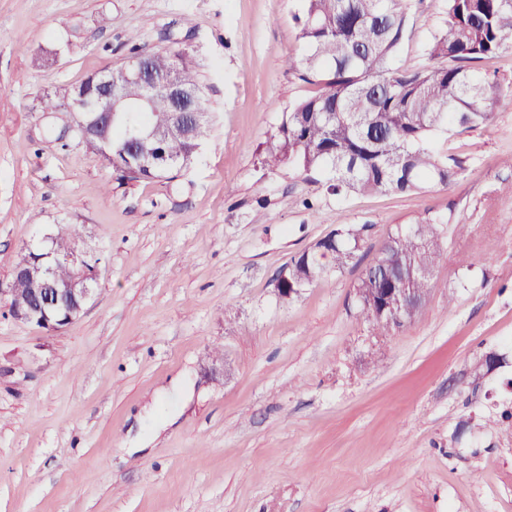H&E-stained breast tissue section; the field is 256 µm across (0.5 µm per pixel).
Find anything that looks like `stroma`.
<instances>
[{"instance_id":"1","label":"stroma","mask_w":512,"mask_h":512,"mask_svg":"<svg viewBox=\"0 0 512 512\" xmlns=\"http://www.w3.org/2000/svg\"><path fill=\"white\" fill-rule=\"evenodd\" d=\"M303 9L0 0V282L61 222L102 259L60 331L0 302V512H512V49L488 66L492 121L435 141L462 162L452 185L338 195L261 163L317 91L284 63ZM445 19L446 0H416L395 66H427ZM76 24L69 51L31 67ZM134 45L186 50L205 87L209 135L171 180H120L44 139L39 96ZM427 217L447 256L417 317L378 335L354 287ZM347 224L369 227L350 264L280 298V270Z\"/></svg>"}]
</instances>
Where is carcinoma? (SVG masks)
I'll return each mask as SVG.
<instances>
[{"label":"carcinoma","mask_w":512,"mask_h":512,"mask_svg":"<svg viewBox=\"0 0 512 512\" xmlns=\"http://www.w3.org/2000/svg\"><path fill=\"white\" fill-rule=\"evenodd\" d=\"M413 0H304L299 19L301 55L286 56L288 69L318 92L299 101L282 117L276 132L264 143L262 162L277 168L292 163L304 172H325L329 188L347 192L403 194L428 182L449 186L461 169L432 145L438 132L450 128H476L491 119L493 86L487 66L498 54L512 49V0H447L445 27L426 48L432 59H444V67L402 70L393 59L405 36L406 15ZM79 38L78 28L66 32L51 49L31 54L36 68L54 62ZM132 54L195 94L204 109V88L184 50L146 51ZM95 76L80 84L45 93L38 102L41 112H64L77 95L90 88ZM126 98L112 124L109 148L97 153L118 174L136 180L175 178L166 165L169 158L190 166L197 146L207 136L209 123L199 127L189 112L172 111L163 95L147 103L141 87L132 82L123 88ZM162 130L158 141L136 142L130 130ZM151 152L157 162L138 169L141 154ZM82 225L58 224L48 246L63 250L81 237ZM365 227L347 225L330 232L335 244L303 251L288 263L284 288H305L323 278L321 258L329 256L336 270L346 267L363 240ZM439 224L423 219L400 228L389 237L380 256L355 285L361 312L379 335L400 327L380 321L362 302L363 295L383 284L376 274L382 266L413 270L408 287L427 298L435 268L443 261Z\"/></svg>","instance_id":"obj_1"}]
</instances>
